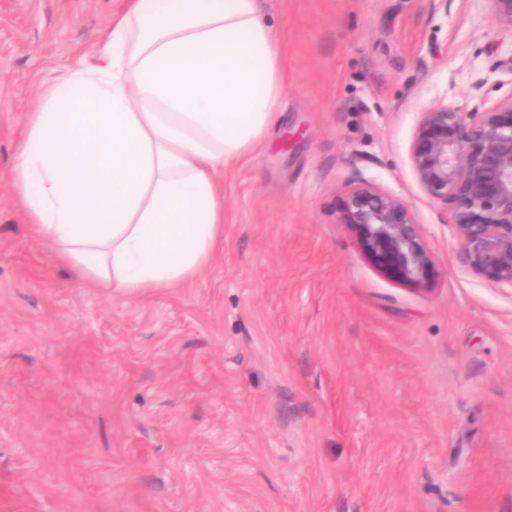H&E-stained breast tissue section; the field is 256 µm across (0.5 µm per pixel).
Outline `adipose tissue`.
<instances>
[{
	"instance_id": "1",
	"label": "adipose tissue",
	"mask_w": 512,
	"mask_h": 512,
	"mask_svg": "<svg viewBox=\"0 0 512 512\" xmlns=\"http://www.w3.org/2000/svg\"><path fill=\"white\" fill-rule=\"evenodd\" d=\"M285 83L260 0H125L30 117L11 181L35 233L103 288L193 280L224 241L216 174L267 137Z\"/></svg>"
}]
</instances>
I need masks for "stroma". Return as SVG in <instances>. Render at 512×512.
Wrapping results in <instances>:
<instances>
[{
	"label": "stroma",
	"mask_w": 512,
	"mask_h": 512,
	"mask_svg": "<svg viewBox=\"0 0 512 512\" xmlns=\"http://www.w3.org/2000/svg\"><path fill=\"white\" fill-rule=\"evenodd\" d=\"M280 116L224 170V243L130 300L36 237L10 181L47 79L124 0H0V512H512V298L454 261L421 112L512 82L489 0H262ZM412 207L398 283L342 220L355 177Z\"/></svg>",
	"instance_id": "35a3bbf8"
}]
</instances>
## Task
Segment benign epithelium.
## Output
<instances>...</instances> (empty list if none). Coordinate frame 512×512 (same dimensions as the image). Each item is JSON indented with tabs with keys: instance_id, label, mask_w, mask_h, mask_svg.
Masks as SVG:
<instances>
[{
	"instance_id": "benign-epithelium-1",
	"label": "benign epithelium",
	"mask_w": 512,
	"mask_h": 512,
	"mask_svg": "<svg viewBox=\"0 0 512 512\" xmlns=\"http://www.w3.org/2000/svg\"><path fill=\"white\" fill-rule=\"evenodd\" d=\"M512 29V0H491ZM411 162L425 196L446 211L458 241V266L512 298V90L469 110L439 104L420 112ZM343 219L366 255L399 282L420 286L435 270L411 206L359 178Z\"/></svg>"
}]
</instances>
